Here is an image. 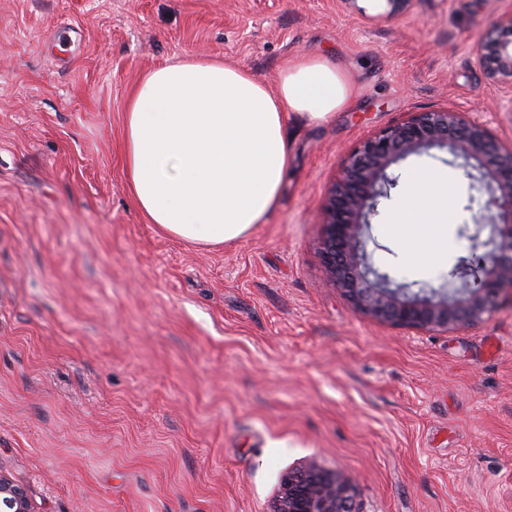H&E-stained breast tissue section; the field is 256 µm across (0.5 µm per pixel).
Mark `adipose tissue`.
<instances>
[{
	"label": "adipose tissue",
	"mask_w": 512,
	"mask_h": 512,
	"mask_svg": "<svg viewBox=\"0 0 512 512\" xmlns=\"http://www.w3.org/2000/svg\"><path fill=\"white\" fill-rule=\"evenodd\" d=\"M352 95L335 64L301 56L267 87L241 67L189 57L148 71L124 111L128 191L148 223L200 246L247 237L277 205L288 171L287 118L319 123ZM453 201L435 172L414 170L395 210L408 261L436 258Z\"/></svg>",
	"instance_id": "ef3b65f1"
}]
</instances>
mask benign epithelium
Returning a JSON list of instances; mask_svg holds the SVG:
<instances>
[{
    "instance_id": "7a95c632",
    "label": "benign epithelium",
    "mask_w": 512,
    "mask_h": 512,
    "mask_svg": "<svg viewBox=\"0 0 512 512\" xmlns=\"http://www.w3.org/2000/svg\"><path fill=\"white\" fill-rule=\"evenodd\" d=\"M512 14L499 17L479 48L486 79L512 88ZM432 150L465 171L482 201L461 234L477 253L438 288L398 281L368 251L372 219L399 186L397 165ZM319 252L329 284L354 308L392 326L446 331L482 322L512 293V145L470 113L454 108L408 112L366 136L345 156L321 207ZM352 479L311 462L288 474L272 512H356ZM0 512H34L26 490L0 471Z\"/></svg>"
}]
</instances>
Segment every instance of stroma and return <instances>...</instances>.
Returning <instances> with one entry per match:
<instances>
[{"label": "stroma", "instance_id": "obj_1", "mask_svg": "<svg viewBox=\"0 0 512 512\" xmlns=\"http://www.w3.org/2000/svg\"><path fill=\"white\" fill-rule=\"evenodd\" d=\"M512 0H0V470L35 512H271L306 461L354 478L359 512H512V300L449 331L380 323L328 285L321 206L347 151L406 112L456 107L512 141L477 49ZM352 103L290 116L288 176L244 239L202 247L138 213L123 114L189 56L274 84L297 56ZM432 262L385 231L400 280L440 284L469 243L468 185Z\"/></svg>", "mask_w": 512, "mask_h": 512}]
</instances>
